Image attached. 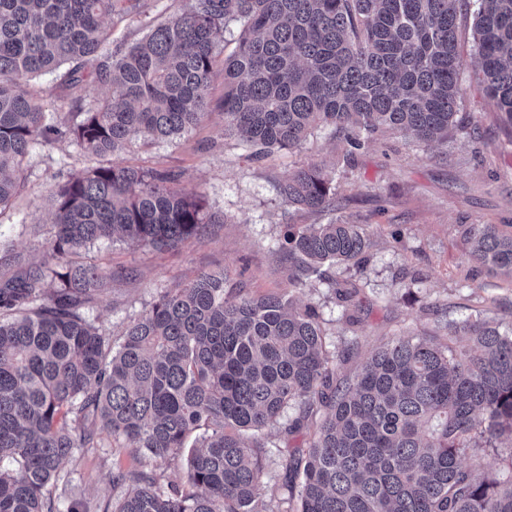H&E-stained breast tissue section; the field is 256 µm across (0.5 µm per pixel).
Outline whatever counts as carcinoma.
Returning <instances> with one entry per match:
<instances>
[{
    "mask_svg": "<svg viewBox=\"0 0 512 512\" xmlns=\"http://www.w3.org/2000/svg\"><path fill=\"white\" fill-rule=\"evenodd\" d=\"M139 0H0V211L24 189L39 141L71 139L84 153H118L133 139L196 127L211 106L216 48L224 59V131L252 156L290 149L320 125L349 150L379 132L448 139L464 60L457 18L473 10L471 65L512 125V0H194L138 42L105 46L104 20ZM68 66V119L48 118L33 92ZM109 90L95 107L77 91ZM166 171L112 164L71 176L49 195L42 258L0 243V512H56L46 486L75 448L123 440L143 460L187 455V487L155 488L145 470H117L128 486L112 512H270L261 478L274 425L284 437L320 416L302 475L300 512H512V479L464 463L490 448L512 469V329L447 322L448 342L401 336L375 350L350 381L329 370L314 307L281 296L225 291L200 272L161 293L122 341L87 317L112 271L75 257L102 240L178 247L218 223ZM291 205L334 210L333 178L300 168L279 187ZM282 244L297 288L361 266L360 224H289ZM469 255L512 277V234L465 232ZM293 408L297 416L283 420Z\"/></svg>",
    "mask_w": 512,
    "mask_h": 512,
    "instance_id": "1",
    "label": "carcinoma"
}]
</instances>
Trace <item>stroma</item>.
Instances as JSON below:
<instances>
[{"instance_id":"35a3bbf8","label":"stroma","mask_w":512,"mask_h":512,"mask_svg":"<svg viewBox=\"0 0 512 512\" xmlns=\"http://www.w3.org/2000/svg\"><path fill=\"white\" fill-rule=\"evenodd\" d=\"M190 4L141 0L139 11L109 20L112 41L133 43ZM223 96L219 68L211 85L214 106L196 127L168 140L131 141L114 155H87L68 139L35 145L23 165V192L0 213V237L33 253L36 230L50 222V188L86 168L120 162L165 169L177 174L176 188L201 193L207 211L223 224L216 236L192 237L164 252L122 242L96 244L87 260L111 266L116 277L88 315L110 336H120L159 291L202 271L225 273L229 286L247 296L285 294L315 307L340 377L354 374L374 349L397 337L411 333L443 342L437 328L442 312L451 321L479 316L512 327V279L472 260L464 244L471 224H494L512 233V126L501 120L474 70L463 76L457 124L447 141L425 144L389 131L350 153L321 126L299 147L253 159L238 137L224 132V114L216 106ZM308 166L333 176L337 217L364 225L369 234L368 265L330 270L337 282L358 285L349 302L323 284L294 287L279 258L287 225L325 221L319 213L288 205L279 193L289 174ZM352 340L358 349L341 355ZM279 442L278 431L268 430L264 499L271 512H296L297 491L286 479ZM139 466L122 442L78 448L47 490L57 512H68L76 502L79 512H106L122 496L112 486L113 472Z\"/></svg>"}]
</instances>
